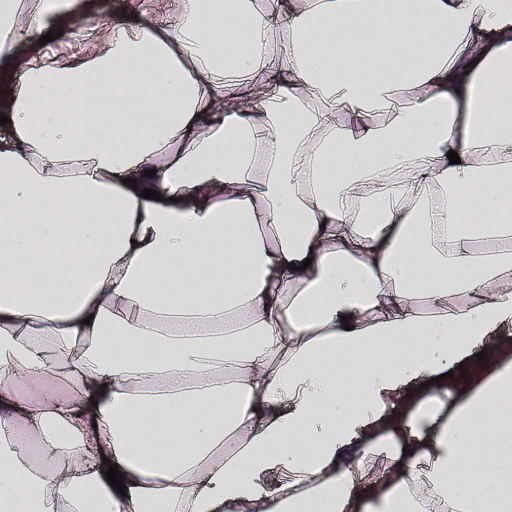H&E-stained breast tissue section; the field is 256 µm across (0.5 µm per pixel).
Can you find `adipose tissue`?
Here are the masks:
<instances>
[{"mask_svg": "<svg viewBox=\"0 0 512 512\" xmlns=\"http://www.w3.org/2000/svg\"><path fill=\"white\" fill-rule=\"evenodd\" d=\"M126 9L0 0V512H512V0Z\"/></svg>", "mask_w": 512, "mask_h": 512, "instance_id": "obj_1", "label": "adipose tissue"}]
</instances>
